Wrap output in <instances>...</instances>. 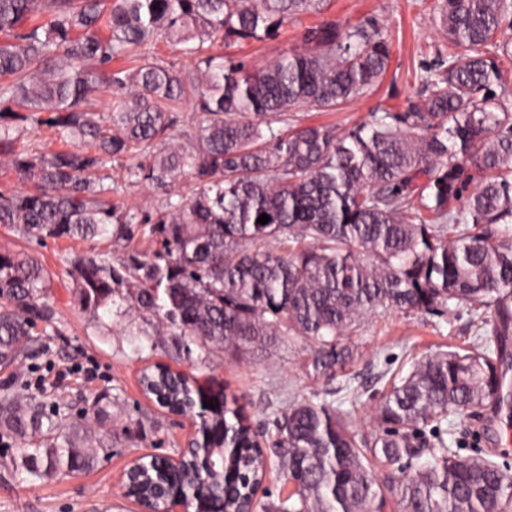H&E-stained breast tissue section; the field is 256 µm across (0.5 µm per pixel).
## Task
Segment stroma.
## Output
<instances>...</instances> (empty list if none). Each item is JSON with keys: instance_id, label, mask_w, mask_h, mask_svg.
<instances>
[{"instance_id": "obj_1", "label": "stroma", "mask_w": 512, "mask_h": 512, "mask_svg": "<svg viewBox=\"0 0 512 512\" xmlns=\"http://www.w3.org/2000/svg\"><path fill=\"white\" fill-rule=\"evenodd\" d=\"M434 0H330L323 16L340 24L378 25L386 35L391 61L376 92L331 112H299L297 126L326 124L343 133L369 120L371 113L405 109L421 99L420 74L437 66L452 45L433 23ZM320 16V17H323ZM320 17L303 15L272 36L236 48L253 66L303 46V33ZM85 241L50 240L39 245L0 226V252H25L51 278L49 321H37V351L15 368L0 370V391L10 389L30 399L35 411L55 417L61 432L78 447L94 444L99 458L86 471L56 473L34 481L14 474L31 447L30 430L0 429V512H140L119 483L128 462L147 454H177L191 430V417L167 413L141 388L143 372L163 364L184 372L195 385L235 402L256 431L268 459H275V412L283 401H303L348 386L352 396L342 406L345 421L358 435L371 436L374 408L393 373L448 346L480 345L477 321L466 308L453 313L389 310L365 320L347 343L357 351L348 378L310 375L307 347L297 338L281 337L266 354L235 358L223 351L200 349L185 354L173 336H159L155 321L115 299L112 311L99 316L75 305L69 276L73 255ZM109 406L97 410V397ZM512 411L487 405L480 418L458 417L452 435L496 461L512 464V434L506 424Z\"/></svg>"}]
</instances>
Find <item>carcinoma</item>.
<instances>
[{
  "label": "carcinoma",
  "instance_id": "cac0c4a2",
  "mask_svg": "<svg viewBox=\"0 0 512 512\" xmlns=\"http://www.w3.org/2000/svg\"><path fill=\"white\" fill-rule=\"evenodd\" d=\"M325 2L0 0V157L30 185L0 192V224L39 244L140 233L150 248L120 268L93 248L71 258L74 299L95 313L129 299L188 353L263 351L296 336L315 374L344 377L345 339L380 308L476 312L488 342L394 374L371 438H357L332 399L280 411L291 492L269 512H384L389 498L399 512H512V468L442 437L451 414L512 405L499 370L512 334V96L493 89L503 80L494 58L512 61V37L500 38L512 0H435L436 26L460 51L424 76L421 101L343 134L296 127L293 113L372 94L391 60L381 30L326 20L303 49L261 68L224 53ZM158 40L194 68L159 63L149 53ZM100 91L113 92L106 114L90 104ZM189 98L204 116L195 130L178 127ZM29 124L49 126L62 148L29 138ZM112 160L128 184L166 197L151 212L113 203ZM184 181L191 193L174 195ZM49 288L36 259L0 254V367L34 349ZM3 402L0 425L42 427L15 397ZM211 423L227 447L174 485L189 508L207 495L239 512L265 456L240 410L226 405ZM97 454L52 434L24 449L22 467L79 473Z\"/></svg>",
  "mask_w": 512,
  "mask_h": 512
}]
</instances>
